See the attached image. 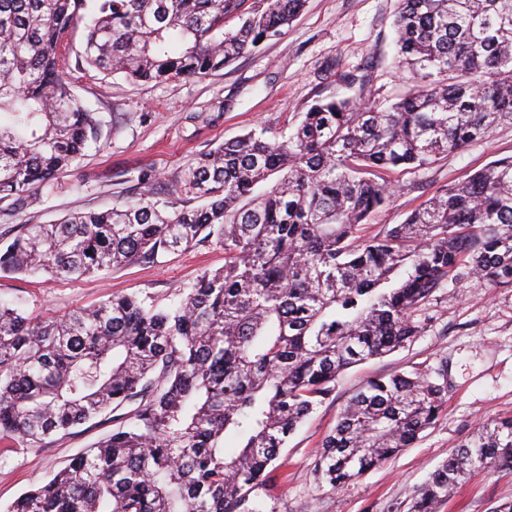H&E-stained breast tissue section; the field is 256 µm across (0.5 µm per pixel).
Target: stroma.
Wrapping results in <instances>:
<instances>
[{
  "instance_id": "obj_1",
  "label": "stroma",
  "mask_w": 512,
  "mask_h": 512,
  "mask_svg": "<svg viewBox=\"0 0 512 512\" xmlns=\"http://www.w3.org/2000/svg\"><path fill=\"white\" fill-rule=\"evenodd\" d=\"M399 0H307L300 16L277 36L203 78L167 83L130 81L80 66L84 25L72 27L62 47V69L76 98L99 121L85 157L54 185L31 192L24 203L0 200V239L22 224H50L71 211H103L129 199L167 200L180 207L175 176L203 152L244 130L286 139L302 112L318 99L351 95L364 83L379 104L412 87L395 46ZM512 157V122L442 157L434 165L387 172L390 204L369 221V234L402 223L437 191L490 162ZM224 264L216 245L113 268L78 282L45 276L0 274V299L27 313L57 315L108 296L136 294L161 306L205 269ZM424 327L407 348L348 369L336 393L291 436L271 485L258 488L266 512H408L420 488L449 452L479 424L512 416V285L496 286L466 275L436 292L414 314ZM446 370L447 402L416 443L366 475L330 489L313 476L323 439L349 397L371 375ZM111 424L80 427L38 448L0 443V512L36 481L47 479L74 455L111 432ZM512 500V473L476 475L458 487L439 512H493Z\"/></svg>"
}]
</instances>
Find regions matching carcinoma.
Segmentation results:
<instances>
[{
	"label": "carcinoma",
	"instance_id": "obj_1",
	"mask_svg": "<svg viewBox=\"0 0 512 512\" xmlns=\"http://www.w3.org/2000/svg\"><path fill=\"white\" fill-rule=\"evenodd\" d=\"M305 2L0 0V196L49 186L97 137L60 69L74 25L86 22L89 68L175 82L280 35ZM399 2L414 92L384 107L363 90L320 99L284 141L254 129L201 154L175 177L197 207L140 198L23 224L0 247L1 273L71 281L224 249V266L171 307L121 296L32 316L0 302V440L39 446L112 416L111 433L6 512H264L252 493L345 370L412 343L414 313L460 269L512 284V157L366 234L392 198L384 172L430 166L512 121V0ZM444 379L367 381L322 443L319 482L334 490L410 447L437 420ZM504 471L512 417L479 425L409 512H437L473 474Z\"/></svg>",
	"mask_w": 512,
	"mask_h": 512
}]
</instances>
